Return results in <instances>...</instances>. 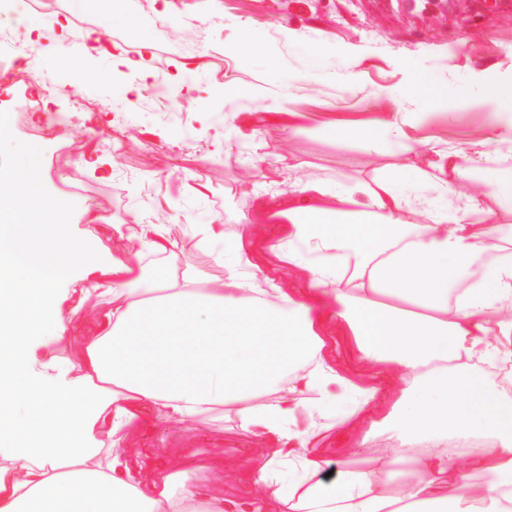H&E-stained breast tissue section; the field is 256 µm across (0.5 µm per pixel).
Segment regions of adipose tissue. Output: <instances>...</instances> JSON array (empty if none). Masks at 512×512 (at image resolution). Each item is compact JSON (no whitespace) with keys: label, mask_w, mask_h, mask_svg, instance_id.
<instances>
[{"label":"adipose tissue","mask_w":512,"mask_h":512,"mask_svg":"<svg viewBox=\"0 0 512 512\" xmlns=\"http://www.w3.org/2000/svg\"><path fill=\"white\" fill-rule=\"evenodd\" d=\"M338 138L407 144L403 126L331 125ZM29 145L0 171V512H226L223 492L182 457L144 475L139 453L103 449L142 415L192 435L215 412L235 413L270 452L239 459L270 512H512V396L488 389L475 366L512 368V227L490 233L495 209L460 216L424 194L426 171L386 172L333 193V206L293 205L269 250L303 272V288L244 280L254 263L231 246L224 277L185 268L147 278L112 251L104 269L38 188ZM81 306L109 298L106 326L79 364L56 346L69 329L53 285L70 278ZM111 282H102L104 273ZM338 321L365 372L396 381L382 419L379 389L324 356V315ZM334 422H295L305 394ZM383 430L380 453L352 451L335 478L319 444L332 429ZM486 444L449 454L448 438Z\"/></svg>","instance_id":"1"}]
</instances>
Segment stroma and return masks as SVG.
<instances>
[{
	"mask_svg": "<svg viewBox=\"0 0 512 512\" xmlns=\"http://www.w3.org/2000/svg\"><path fill=\"white\" fill-rule=\"evenodd\" d=\"M176 29L153 15L154 0H116L113 11L131 24L113 27L111 39L128 46V59L149 75L132 82L113 67L112 46L84 58L69 40L47 37L34 60L41 83L69 87L48 111L27 123L8 122L0 135V166L19 146L42 152L43 195L66 203L67 235L85 241L88 218L110 224L113 240L139 255L147 273L161 263L131 239L132 227L156 224L174 242L177 268L195 266L223 278L222 257L239 242L259 268L261 287H301L302 272L288 268L268 244L281 213L299 200L303 185L352 189L370 185L384 169L410 162L435 180L432 193L447 201L512 180V129L494 122L475 83L487 72L512 79V13L502 0H449L447 9L411 12L380 0H177ZM152 33L142 49L139 27ZM248 42L254 51L226 52ZM320 47L321 69L308 50ZM445 89L439 99L405 95L411 71ZM105 100L108 111H90ZM396 122L412 138L411 152L382 140H339L332 123ZM464 151V176L448 171V156ZM220 225L208 247L196 231ZM77 296L62 305L73 328L61 354L80 362L97 332L98 317L77 311ZM196 438L162 426L128 430L120 445L143 449L152 466L184 452L200 465L196 479L225 487L228 512H254L247 478H224L226 460L261 447L239 428L235 415L201 424Z\"/></svg>",
	"mask_w": 512,
	"mask_h": 512,
	"instance_id": "stroma-1",
	"label": "stroma"
}]
</instances>
